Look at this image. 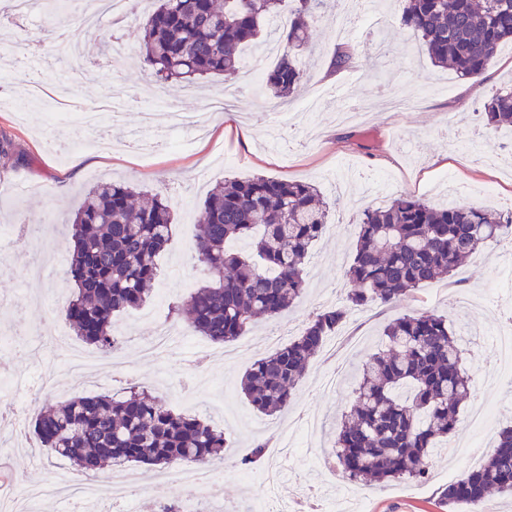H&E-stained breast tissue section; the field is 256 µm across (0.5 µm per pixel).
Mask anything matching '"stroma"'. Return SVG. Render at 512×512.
Here are the masks:
<instances>
[{
	"label": "stroma",
	"mask_w": 512,
	"mask_h": 512,
	"mask_svg": "<svg viewBox=\"0 0 512 512\" xmlns=\"http://www.w3.org/2000/svg\"><path fill=\"white\" fill-rule=\"evenodd\" d=\"M66 5L68 18L61 31L82 49L72 60L56 58L52 42L35 43L40 17L0 14V59L10 66L0 77V136L13 143L12 156L0 157V252L7 257L0 270V326H15L9 303L21 292L28 297L26 333L18 342L0 343V365L29 384L42 370L51 371L55 388L37 395L40 408L84 393L117 394L129 384L148 388L175 411L192 412L223 428L229 441L224 454L232 460L248 455L256 443L276 442L278 426L318 417L322 462L310 467L296 460L278 496L292 502L307 491L344 501V484L323 461L330 458L336 424L351 405L357 364L383 348L388 321L421 311L465 323L472 350H488L491 330L505 328L512 319V287L502 272L512 259V246H486L453 275L394 304L353 311L336 338L335 357L323 352L314 356L282 412L269 416L257 411L241 390V378L254 361L271 353L265 341L271 325L294 337L313 312L344 304L351 288L344 271L363 206L376 208L406 194L431 202L512 208V130L492 128L483 117L484 102L512 81V54H498L478 78H460L434 66L419 40L401 28L403 4L394 0L380 35L350 38L349 68L327 74L338 45L329 23L313 34L314 47L303 58L307 76L302 98L320 89L351 87L353 104L371 105L361 118L340 119L335 101L322 99L305 127L282 126L277 147L268 150L270 101L245 89L232 112L214 113L205 138L176 135L149 156L133 148L105 154L91 147V133L78 126L79 107L104 101L118 107L120 120L105 111L99 125L101 134L117 144L139 127L143 110L155 112L156 130H166L168 108L201 111L220 94L224 80L213 77L210 86L197 90L180 83L156 85L141 67L142 32L134 20L116 32L97 33L82 23L81 0H66ZM112 35L125 45L124 56L105 49ZM33 43L39 46L35 55L28 50ZM24 73L38 75L39 90L20 86ZM252 174L313 183L333 204L328 231L306 261L305 295L275 319L254 323L235 341L219 345L191 331L173 353L145 359L140 346L153 336L156 323L168 320L170 306L187 296L188 285L207 279L193 246L194 224L207 193L224 179ZM105 178L124 179L137 189L166 196L172 203L173 234L157 258L161 274L150 303L114 319L126 332L120 344L129 371L126 381L93 369L77 385L71 383L69 370L41 349L39 339L74 287L68 277L72 244L66 223L85 192ZM334 368L343 386L328 393L320 377ZM471 398L498 410L492 432L475 451L480 461L493 448L496 430L512 423V413L502 410L512 402V377L502 376L495 386L475 385ZM60 472L73 476L77 470L29 432L1 437L0 474L7 485L0 491V512H8V503L21 491ZM458 477L455 457L440 453L423 479L365 488L368 512H448L443 494Z\"/></svg>",
	"instance_id": "35a3bbf8"
}]
</instances>
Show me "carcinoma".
Masks as SVG:
<instances>
[{
    "label": "carcinoma",
    "instance_id": "obj_1",
    "mask_svg": "<svg viewBox=\"0 0 512 512\" xmlns=\"http://www.w3.org/2000/svg\"><path fill=\"white\" fill-rule=\"evenodd\" d=\"M41 32L65 21L60 0H37ZM157 0L136 14L142 61L156 82L196 84L211 76L235 83L245 46L262 29L281 52L264 75L266 90L286 98L305 80L300 59L310 33L339 10L341 0ZM401 25L416 35L430 61L462 78L483 74L512 43V0H408ZM487 124L512 128V89L483 105ZM330 204L310 183L266 176L224 181L203 203L195 250L208 280L174 306L175 315L216 343L243 335L260 318L278 316L305 292L304 262L328 228ZM69 276L75 293L66 322L82 341L110 354L118 346L113 317L149 302L159 277L157 256L172 237L171 206L162 195L124 182H96L69 224ZM512 237V212L469 205L435 206L405 195L362 213L346 277L349 306L316 311L288 345L257 360L242 390L262 413L290 404L311 358L336 335L349 309L391 304L449 275L487 244ZM245 241L249 252L227 248ZM385 347L356 371L353 401L336 432L335 454L354 483L416 480L441 442L456 431L471 397L463 332L432 312L404 315L383 330ZM34 432L43 446L95 478L107 466L132 463L217 466L228 446L224 431L195 415L175 413L145 391L129 388L74 397L40 412ZM512 496V425L497 432L477 468L448 485L449 506H480L493 494Z\"/></svg>",
    "mask_w": 512,
    "mask_h": 512
}]
</instances>
